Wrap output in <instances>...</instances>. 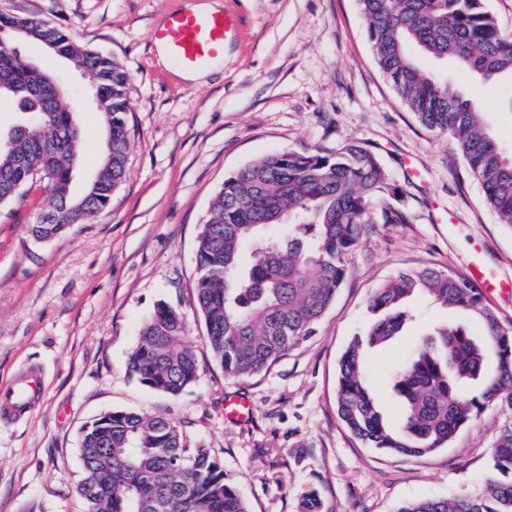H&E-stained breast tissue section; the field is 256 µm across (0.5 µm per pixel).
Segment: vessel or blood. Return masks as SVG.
Returning a JSON list of instances; mask_svg holds the SVG:
<instances>
[{
	"label": "vessel or blood",
	"mask_w": 512,
	"mask_h": 512,
	"mask_svg": "<svg viewBox=\"0 0 512 512\" xmlns=\"http://www.w3.org/2000/svg\"><path fill=\"white\" fill-rule=\"evenodd\" d=\"M229 12L180 10L169 14L152 39L180 69H201L223 56L224 42L238 27ZM43 387L39 368L26 369L12 385L0 388V419L22 418L38 401Z\"/></svg>",
	"instance_id": "vessel-or-blood-1"
}]
</instances>
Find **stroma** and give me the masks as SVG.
<instances>
[{
	"mask_svg": "<svg viewBox=\"0 0 512 512\" xmlns=\"http://www.w3.org/2000/svg\"><path fill=\"white\" fill-rule=\"evenodd\" d=\"M189 0H0V12L39 16L82 45L119 62L131 133L127 175L108 208L49 242L29 231L45 205L43 188L0 206V387L39 367L43 392L19 421H0V512H85L83 426L110 411L167 414L191 443L209 449L249 512H299L316 491L325 512H397L421 499H452L490 475L495 436L506 413L491 405L447 447L421 457L363 446L336 413L339 360L368 326L375 290L425 266L467 275L480 259L512 282V226L484 200L479 182L447 137L422 127L376 66L357 0H219L240 25L224 65L201 83L180 79L160 60L153 29ZM21 57L72 92L85 80L38 42ZM477 98L505 152L512 114L502 105L512 82L459 81ZM82 192L102 150L100 115H78ZM358 140L387 171L391 203L404 224L366 225L336 297L301 341L267 371L225 374L205 344L196 306V246L225 178L248 162L296 151L330 152ZM189 325L200 380L178 397L129 377L128 355L158 304ZM401 336L365 350L367 385L389 423L401 409L391 374L431 326L462 317L417 298ZM247 399L246 419L226 415Z\"/></svg>",
	"mask_w": 512,
	"mask_h": 512,
	"instance_id": "stroma-1",
	"label": "stroma"
}]
</instances>
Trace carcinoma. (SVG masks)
<instances>
[{
  "mask_svg": "<svg viewBox=\"0 0 512 512\" xmlns=\"http://www.w3.org/2000/svg\"><path fill=\"white\" fill-rule=\"evenodd\" d=\"M379 70L427 130L448 137L481 184L501 223L512 224V155L500 149L482 105L463 97L459 77L512 78V41L504 40L485 0H358ZM47 20L0 12V33ZM70 63L89 75L104 143L98 181L76 195L74 169L81 145L76 112L60 84L13 51L0 48V99L16 102L35 91L37 109L0 146V180L23 176L48 192L51 219L30 225L45 242L102 212L126 177L130 131L128 73L111 58L61 32ZM451 62L446 74L426 71L414 52ZM379 160L357 140L336 150L286 152L252 160L224 179L198 239L197 304L206 344L224 372L249 377L270 368L301 339L336 297L347 258L366 224H405ZM424 294L441 307L480 322V333L444 325L424 338L393 373L403 407L388 424L370 393L362 360L401 334L408 305ZM373 318L339 362L336 410L363 445L400 456L445 447L489 404L512 412V328H506L467 278L435 267L400 272L372 297ZM181 312L157 306L144 322L127 361L141 385L177 396L197 383L199 366L186 342ZM79 453L84 477L78 494L87 512H249L246 501L207 448L189 444L171 418L107 412L87 424ZM491 476L483 487L451 500L423 499L397 512H512V417L496 435Z\"/></svg>",
  "mask_w": 512,
  "mask_h": 512,
  "instance_id": "carcinoma-1",
  "label": "carcinoma"
}]
</instances>
